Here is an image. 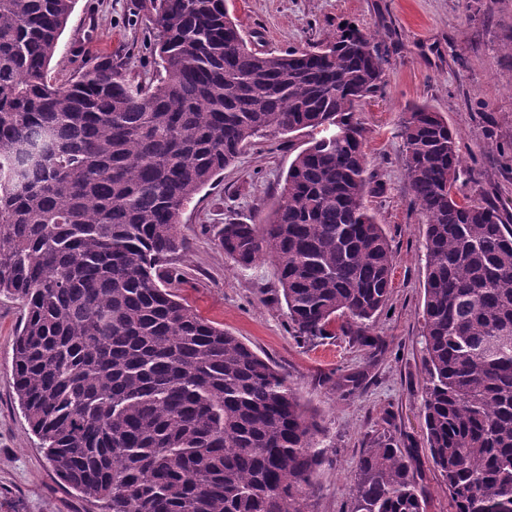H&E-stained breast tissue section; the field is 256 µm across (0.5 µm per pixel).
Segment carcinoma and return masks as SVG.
Returning a JSON list of instances; mask_svg holds the SVG:
<instances>
[{
	"label": "carcinoma",
	"instance_id": "obj_1",
	"mask_svg": "<svg viewBox=\"0 0 512 512\" xmlns=\"http://www.w3.org/2000/svg\"><path fill=\"white\" fill-rule=\"evenodd\" d=\"M74 0H0V292L24 302L12 373L37 445L104 512H310L320 426L287 375L171 291L183 208L255 137L312 133L265 224L230 222L241 269L268 256L296 336H352L390 294L393 249L355 113L384 84L376 34L248 47L225 0H151L159 78L105 57L48 66ZM347 136L336 139V132ZM426 218L422 405L454 512H512V215L459 193L441 113L401 121ZM409 452L381 440L350 512H427Z\"/></svg>",
	"mask_w": 512,
	"mask_h": 512
}]
</instances>
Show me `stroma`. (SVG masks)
I'll use <instances>...</instances> for the list:
<instances>
[{
  "mask_svg": "<svg viewBox=\"0 0 512 512\" xmlns=\"http://www.w3.org/2000/svg\"><path fill=\"white\" fill-rule=\"evenodd\" d=\"M227 7L259 51L319 44L344 21L377 32L386 81L357 118L376 189L367 204L393 248L392 288L370 325L378 349L340 334L306 343L293 334L273 260L243 270L219 247L222 225L258 224L270 215L291 162L309 139L303 130L254 139L184 208L176 231L187 249L173 262L182 274L174 291L284 370L315 415L326 461L314 478L311 512H348L355 463L383 437L412 452L428 512H449L448 489L425 444L426 224L411 204L399 126L411 105L441 112L466 170L461 192L512 214V0H227ZM150 16V0H76L49 80L70 78L71 50L79 46L83 58L111 56L136 80L152 81ZM24 314L19 300L0 294V512H101L56 476L20 410L11 364Z\"/></svg>",
  "mask_w": 512,
  "mask_h": 512,
  "instance_id": "obj_1",
  "label": "stroma"
}]
</instances>
